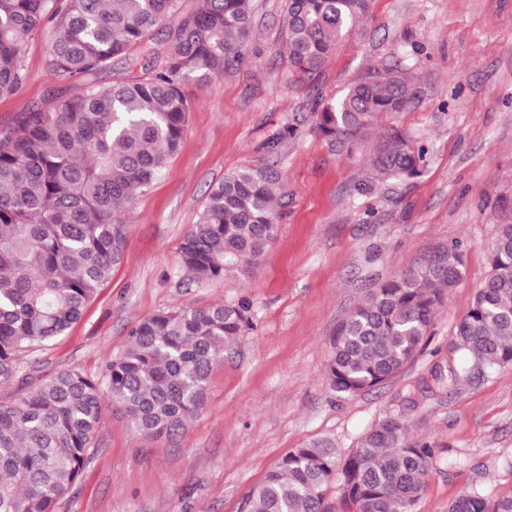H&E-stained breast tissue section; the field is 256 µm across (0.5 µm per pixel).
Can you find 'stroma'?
<instances>
[{
    "label": "stroma",
    "mask_w": 512,
    "mask_h": 512,
    "mask_svg": "<svg viewBox=\"0 0 512 512\" xmlns=\"http://www.w3.org/2000/svg\"><path fill=\"white\" fill-rule=\"evenodd\" d=\"M286 19L287 0H255L243 61L190 87L180 150L125 213L123 254L109 280L66 336L0 383L8 402L62 368L97 374L126 348L130 328L160 311L252 305L256 327L225 352L204 411L173 439L139 435L106 411L57 512H247L252 491L289 450L323 439L347 453L389 414L436 451L414 512H448L467 491L491 501L512 493V366L473 371L443 391L434 379L463 362L456 327L491 273L497 224L512 221V0H372L364 24L313 75L288 61ZM46 42L43 33L29 41L20 90L0 97V126L57 86ZM397 61L417 98L390 121L427 144V165L413 182L360 194L371 142L331 144L310 109L369 67ZM288 125L296 138L278 141ZM271 158L284 196L259 268L218 281L183 271L179 245L210 185ZM454 242L465 251L463 278L421 353L375 390L334 392L324 364L338 323L372 288Z\"/></svg>",
    "instance_id": "1"
}]
</instances>
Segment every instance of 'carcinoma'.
<instances>
[{"label": "carcinoma", "instance_id": "cac0c4a2", "mask_svg": "<svg viewBox=\"0 0 512 512\" xmlns=\"http://www.w3.org/2000/svg\"><path fill=\"white\" fill-rule=\"evenodd\" d=\"M371 0H288V60L318 71L369 15ZM254 0H0V96L24 80L29 39L48 32L58 86L0 128V382L83 316L122 256L123 218L178 153L191 103L243 58ZM140 73H134V68ZM416 88L399 66L371 67L339 98L312 105L314 128L341 146L375 137L372 180L421 176L426 147L383 117L408 111ZM281 189L272 165L244 164L213 185L180 244L200 279L251 272L276 232ZM492 273L456 329L473 365H512V223L497 225ZM464 250L439 244L418 266L375 288L337 325L325 366L341 396L375 389L422 350L462 279ZM254 329L241 300L161 311L138 321L101 373L60 369L0 403V512H56L80 476L105 410L137 433L172 438L209 400L224 347ZM435 461L427 442L388 415L346 456L327 441L289 451L249 499V512H413ZM448 512H512V494L464 493Z\"/></svg>", "mask_w": 512, "mask_h": 512}]
</instances>
